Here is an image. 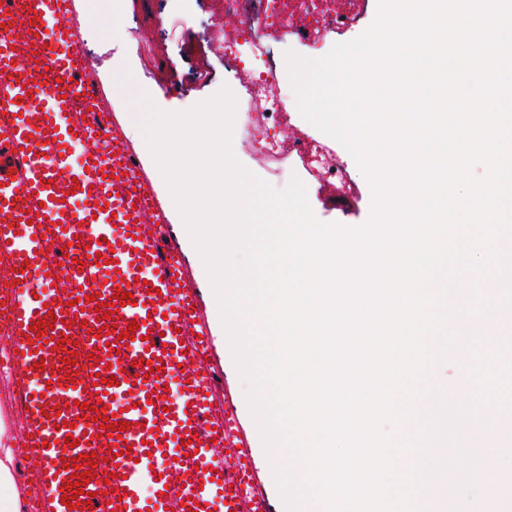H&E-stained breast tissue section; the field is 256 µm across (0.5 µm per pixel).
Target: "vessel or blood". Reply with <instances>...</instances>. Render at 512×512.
I'll use <instances>...</instances> for the list:
<instances>
[{
  "instance_id": "obj_1",
  "label": "vessel or blood",
  "mask_w": 512,
  "mask_h": 512,
  "mask_svg": "<svg viewBox=\"0 0 512 512\" xmlns=\"http://www.w3.org/2000/svg\"><path fill=\"white\" fill-rule=\"evenodd\" d=\"M77 31L74 0H0V370L24 402L15 446L42 467L28 512H270L236 411L210 413L209 326ZM76 456L92 479L67 505Z\"/></svg>"
}]
</instances>
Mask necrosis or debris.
I'll return each instance as SVG.
<instances>
[{"instance_id":"obj_1","label":"necrosis or debris","mask_w":512,"mask_h":512,"mask_svg":"<svg viewBox=\"0 0 512 512\" xmlns=\"http://www.w3.org/2000/svg\"><path fill=\"white\" fill-rule=\"evenodd\" d=\"M283 19L280 11L250 19L234 39L216 43L215 49L224 59V66L233 72L245 90V101L252 106L249 113L250 134L242 144L244 152L261 165L282 159L287 151H296L302 158L308 175L320 183L335 184L337 189L349 188L350 183L344 164L334 151L308 137L284 143L267 132L268 122L280 119L286 105L277 90V84L262 63L267 53L266 33Z\"/></svg>"}]
</instances>
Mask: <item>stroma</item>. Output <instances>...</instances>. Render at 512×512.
Returning a JSON list of instances; mask_svg holds the SVG:
<instances>
[{
  "label": "stroma",
  "mask_w": 512,
  "mask_h": 512,
  "mask_svg": "<svg viewBox=\"0 0 512 512\" xmlns=\"http://www.w3.org/2000/svg\"><path fill=\"white\" fill-rule=\"evenodd\" d=\"M214 0H153L151 7H143L141 0H125L123 7H116L113 0H75L79 24V45L91 59L99 89L105 96L110 119L116 125L131 123L140 112L138 96L141 88L154 85V78L144 73L141 60L150 51H163L165 70L168 74L163 92L153 96L156 107L164 111H184L215 94L222 86H236L237 81L224 69V62L211 52L194 56L184 55L181 47L187 41L208 39L214 28H221L224 36H233L240 20L233 15L216 21ZM307 0H282L286 14L281 26L269 32L266 43L268 63L279 78V91L286 101L295 98L290 79L283 67L286 51L300 55L321 57L338 43L352 41L365 32L378 15V0H330V8L342 12L355 9L356 22L324 36L318 46H310L304 37L301 17ZM334 149L340 161L346 162L353 184L351 194L340 195L328 185H318L302 167L301 160L293 154L263 168L254 167L245 153H238V160L253 168L256 176L278 189L285 188L291 178L303 180L308 204L322 223L347 228L364 226L372 212L370 184L356 165L348 161L347 150L342 144ZM211 362L223 378L218 386L217 405L231 404L238 414L240 435L247 443L255 473L254 491L263 495L271 512H283L270 463L259 448L260 435L256 430L245 394L249 388L237 369L231 364L229 347L218 334H211ZM483 447L485 474L474 476L472 491L458 505L461 512H488L493 502L486 492L487 481L499 484L501 494L512 493V461L496 458L495 452L505 447L502 435L492 429L478 433Z\"/></svg>",
  "instance_id": "1"
}]
</instances>
